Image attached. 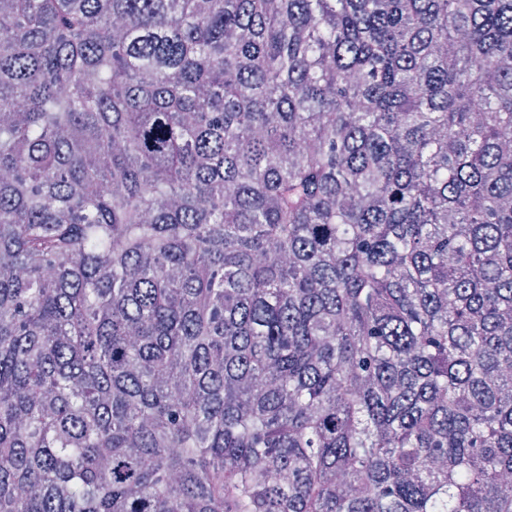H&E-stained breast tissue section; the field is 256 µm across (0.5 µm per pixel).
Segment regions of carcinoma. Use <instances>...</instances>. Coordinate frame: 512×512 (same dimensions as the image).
Listing matches in <instances>:
<instances>
[{
    "label": "carcinoma",
    "mask_w": 512,
    "mask_h": 512,
    "mask_svg": "<svg viewBox=\"0 0 512 512\" xmlns=\"http://www.w3.org/2000/svg\"><path fill=\"white\" fill-rule=\"evenodd\" d=\"M0 512H512V0H0Z\"/></svg>",
    "instance_id": "carcinoma-1"
}]
</instances>
